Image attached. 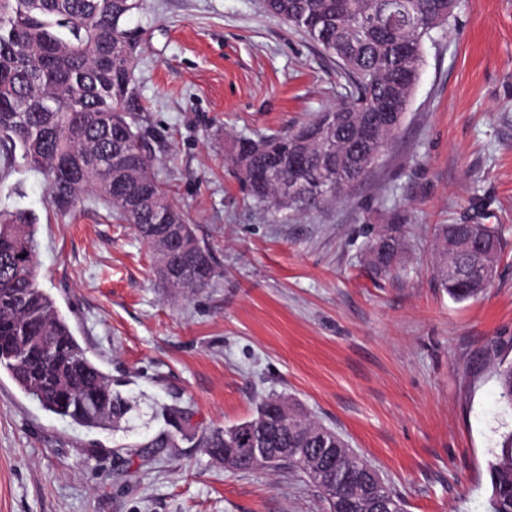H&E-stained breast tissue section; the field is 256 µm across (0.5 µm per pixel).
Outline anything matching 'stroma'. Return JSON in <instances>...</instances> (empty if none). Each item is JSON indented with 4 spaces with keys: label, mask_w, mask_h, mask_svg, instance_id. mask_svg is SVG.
I'll list each match as a JSON object with an SVG mask.
<instances>
[{
    "label": "stroma",
    "mask_w": 512,
    "mask_h": 512,
    "mask_svg": "<svg viewBox=\"0 0 512 512\" xmlns=\"http://www.w3.org/2000/svg\"><path fill=\"white\" fill-rule=\"evenodd\" d=\"M134 75L158 176L220 273L164 288L152 251L95 197L68 215L16 162L0 211L37 219V282L87 356L137 409L127 429L80 427L0 369V512H323L288 470H230L205 431L288 395L340 434L407 512H490L488 463L512 410L495 368L512 358V0H456L424 45L398 134L348 197L282 214L252 200L238 139L278 134L336 103L334 58L265 0H142ZM401 227L396 269L369 238ZM489 224L491 286L437 288L432 227ZM186 410L168 447L161 409ZM394 226L386 231L377 233L368 247V264L376 274H383L392 271L398 263L399 255L402 250V240L399 234V227ZM386 238L390 241L389 252H375V245L378 239Z\"/></svg>",
    "instance_id": "obj_1"
}]
</instances>
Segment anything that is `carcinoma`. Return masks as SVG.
<instances>
[{"label": "carcinoma", "mask_w": 512, "mask_h": 512, "mask_svg": "<svg viewBox=\"0 0 512 512\" xmlns=\"http://www.w3.org/2000/svg\"><path fill=\"white\" fill-rule=\"evenodd\" d=\"M455 0H266L269 12L302 30L336 57L346 84L338 102L298 129L259 140L237 141L235 163L250 196L277 211H304L344 200L367 172L375 143L354 136L359 120L384 117L386 98L407 108L419 78L425 37L448 21ZM138 0H0V158L21 156L46 176L63 216L85 195H95L112 217L134 226L153 246L161 209L187 223L138 125L139 92L133 82L138 54L126 20ZM466 224H437L435 277L456 301L474 298L485 258L465 245ZM36 219L0 213V368L41 407L87 428L112 431L133 405L112 389V378L93 362L34 268ZM402 250L399 227L379 232L368 247L377 274L392 271ZM219 272L209 249L192 237L167 288L195 294ZM499 395L512 408V362L496 369ZM201 448H233L237 470L270 468L252 460L251 448H295L288 467L308 474L309 448H337L343 468L368 462L333 430L313 421L282 395L261 401L252 418L202 436ZM493 512H512V432L489 462ZM326 512H384L361 483L336 480Z\"/></svg>", "instance_id": "obj_1"}]
</instances>
